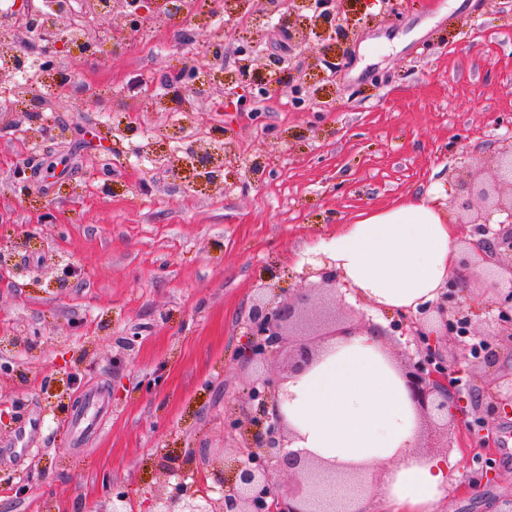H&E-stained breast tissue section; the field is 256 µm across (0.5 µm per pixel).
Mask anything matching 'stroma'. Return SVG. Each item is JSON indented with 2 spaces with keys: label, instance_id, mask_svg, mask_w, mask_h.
Masks as SVG:
<instances>
[{
  "label": "stroma",
  "instance_id": "1",
  "mask_svg": "<svg viewBox=\"0 0 512 512\" xmlns=\"http://www.w3.org/2000/svg\"><path fill=\"white\" fill-rule=\"evenodd\" d=\"M349 9L348 52L331 67H314L323 41L290 40L283 15L240 24L224 0H197L206 32L151 13L131 36L113 31L98 59L61 52L57 67L75 68L65 97L31 77L43 111L0 123V512H112L120 491L149 512L202 474L220 497L208 473L238 446L224 418L256 375L237 351L263 288L290 291L310 332L335 318L391 324L344 283L323 294L328 262L311 248L429 190L450 221L464 200L481 212L475 186L512 141V0ZM213 41L226 71L241 44L280 56L277 82L233 93L218 73L180 113L112 94L134 72L161 83L181 61L210 67ZM297 92L306 107L287 108ZM40 125L51 136L29 137ZM215 129L233 149L222 186L168 176L166 164ZM33 156L45 167L20 186L15 171ZM469 275L477 329L497 349L465 378L483 388L512 375V350L498 344L479 269ZM66 371L78 379L62 412L43 383ZM477 418L467 395L447 428L421 421L419 446L448 459L446 512H494L512 496V454L501 451L512 413L484 427L488 449L466 434ZM32 421L18 456L15 437Z\"/></svg>",
  "mask_w": 512,
  "mask_h": 512
}]
</instances>
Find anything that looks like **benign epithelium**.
I'll return each instance as SVG.
<instances>
[{
	"label": "benign epithelium",
	"instance_id": "benign-epithelium-1",
	"mask_svg": "<svg viewBox=\"0 0 512 512\" xmlns=\"http://www.w3.org/2000/svg\"><path fill=\"white\" fill-rule=\"evenodd\" d=\"M132 0H79L80 13L88 19L80 43L86 51L98 47L99 20L121 17L127 30L135 32L148 13L156 8L152 0L145 5L139 0L136 10H131ZM319 12L314 23L324 25V32L334 28L341 41L349 39L350 20L342 12L344 0H318ZM288 16L295 18V26L288 28L289 35L302 42L307 37V27L300 12L310 8L306 0H286ZM16 16L27 20L22 33L27 43L38 52L45 66L55 65L59 53L69 43V23L72 14L60 11L51 21V33L42 34V26L34 18L28 2L18 4ZM282 59L275 55L251 58L235 73L224 76V83L232 85L250 77V73L264 76L267 82L278 79ZM199 72L193 63H184L172 70L168 78L186 87L195 86L194 77ZM229 147L219 150L210 141H199L191 148L197 167L204 170L214 186L220 185L224 170V156ZM512 149L501 152L493 161L491 181L478 187L477 195L488 210L487 217L474 227L476 238L472 246L481 261L497 267L490 284L493 296L489 307L497 310V336L512 348ZM504 216L499 228L491 227L494 215ZM470 284L463 286L454 281L448 291L434 304L421 310L426 314L437 313L445 335H451L471 364L488 363L494 353L474 325L471 308L465 307L461 297L469 291ZM300 318L299 310L291 300L279 299L278 295L254 303L246 321V342L238 353L246 364L263 363L280 354L288 358V374L279 379L266 374L258 375L250 384L246 399L238 412L248 419L251 430L235 448L234 468L231 478L224 479L218 473L222 497L211 498L203 491L179 488L176 492L158 497L151 512H328L327 503L336 487L347 494L358 496L365 492L357 476L345 473L337 478L327 474L321 463L300 450H291L294 433L288 427V419L282 412L279 393L288 381L307 372L324 351L323 343L341 336H352L363 328L344 322L332 323L316 332L318 338H295L290 328ZM401 330L413 337L415 353L402 373L409 397L420 414L435 422H448L459 411L461 391L459 383L448 381V355L440 346L433 332L417 319L402 317L400 323L390 326L389 331ZM512 404V378L481 392L480 407L484 420L495 418L501 410ZM283 475L287 482L280 484L275 476Z\"/></svg>",
	"mask_w": 512,
	"mask_h": 512
}]
</instances>
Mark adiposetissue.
<instances>
[{
	"mask_svg": "<svg viewBox=\"0 0 512 512\" xmlns=\"http://www.w3.org/2000/svg\"><path fill=\"white\" fill-rule=\"evenodd\" d=\"M456 251L447 211L428 196L361 214L315 248L372 306L414 312L434 302L455 276ZM287 391L281 408L296 447L377 483V495L357 499L354 512H440L448 497V459L419 451L420 417L386 336L337 338Z\"/></svg>",
	"mask_w": 512,
	"mask_h": 512,
	"instance_id": "ef3b65f1",
	"label": "adipose tissue"
}]
</instances>
